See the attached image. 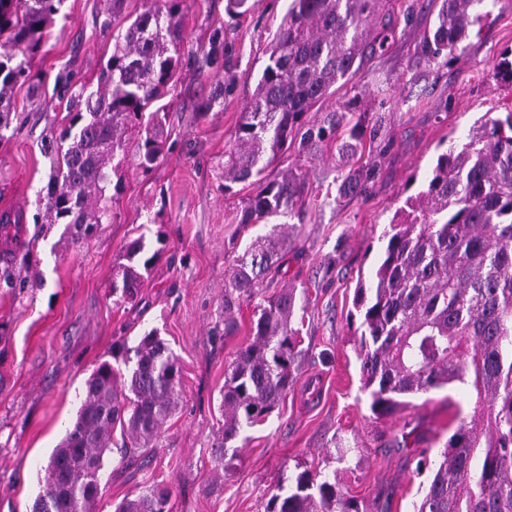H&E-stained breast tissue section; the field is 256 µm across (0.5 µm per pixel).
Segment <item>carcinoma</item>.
<instances>
[{"label":"carcinoma","mask_w":512,"mask_h":512,"mask_svg":"<svg viewBox=\"0 0 512 512\" xmlns=\"http://www.w3.org/2000/svg\"><path fill=\"white\" fill-rule=\"evenodd\" d=\"M62 0H0V120L8 89L34 79L31 61ZM138 14L114 37L97 90L77 99L60 142H69L47 187L51 220L76 244L101 223L98 207L107 167L130 125L162 95L179 66L177 38L182 0ZM437 22L420 53L434 62L466 38L481 0H438ZM383 0H291L284 24L241 113L232 149L224 153V190L255 179L256 192L239 224L246 229L302 202L300 181L284 175L258 179L288 146L305 148L345 125L343 155L364 149V113L356 100L335 114L330 128L302 130V118L338 82L352 81L369 52L384 49L394 27ZM160 129L138 142L139 166L150 170L163 152ZM383 238L369 285L359 284L354 306L362 328L358 359L363 388L378 416H390L403 398L455 383L476 394L471 420L461 421L434 464L414 512H512V116L486 119L467 141L438 155L425 190L409 198ZM287 245L272 225L234 259L224 283V335L238 331L241 303L260 294ZM159 251L145 238L126 246L127 264L112 280V296L133 302L141 270ZM296 295L284 288L258 306L251 339L224 370V430L215 443L214 469L246 429L278 408L293 384L300 351L291 327ZM124 368L101 362L86 381L72 426L54 449L45 488L32 512H99L102 471L112 453V426L127 441L120 462L153 448L182 395L178 359L151 330L122 354ZM172 487L156 483L115 504L114 512H170ZM266 512H360L335 474L304 470L272 489Z\"/></svg>","instance_id":"cac0c4a2"}]
</instances>
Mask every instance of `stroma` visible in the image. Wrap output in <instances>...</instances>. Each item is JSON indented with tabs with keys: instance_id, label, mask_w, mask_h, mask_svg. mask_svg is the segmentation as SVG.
<instances>
[{
	"instance_id": "obj_1",
	"label": "stroma",
	"mask_w": 512,
	"mask_h": 512,
	"mask_svg": "<svg viewBox=\"0 0 512 512\" xmlns=\"http://www.w3.org/2000/svg\"><path fill=\"white\" fill-rule=\"evenodd\" d=\"M290 3L258 0L232 18L225 0H183L181 65L150 105L164 115L166 148L143 171L139 134H126L104 185L107 215L73 246L45 211L56 142L79 88L95 89L113 34L151 0H126L113 18L105 0H62L32 61L33 83L13 86L0 128V215L20 219L22 242L0 240V270L23 285L0 281V512H30L85 381L113 348L134 346L152 329L179 360L184 398L155 448L123 464L107 461L100 512L161 482L174 486L171 512H266L277 482L307 469L336 472L361 512H413L433 461L459 420L470 418L475 394L457 385L409 397L390 416L372 413L353 299L378 261L384 231L419 192L437 153L461 142L476 120L512 114V84L494 70L512 52V0H479L470 36L435 63L418 54L434 0H390L393 41L304 117L315 129L357 100L370 147L348 159L332 140L293 148L263 173L268 182L292 172L304 184L303 207L271 218L299 232L281 273L269 275L262 291L267 297L294 288L300 366L278 409L247 429L245 447L223 471L213 469L224 369L248 343L255 310L241 304L237 334L221 336L224 282L238 253L267 231L261 224L239 229L255 186L225 188L224 152ZM210 98L212 110L201 112ZM357 170L365 175L363 193L341 196L342 180ZM141 235L160 255L136 301H115L113 273L126 244Z\"/></svg>"
}]
</instances>
